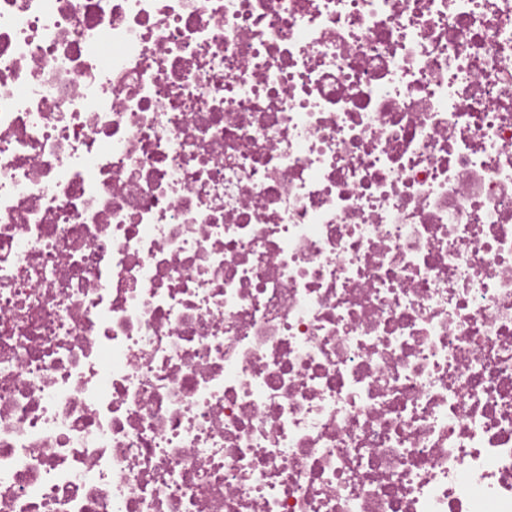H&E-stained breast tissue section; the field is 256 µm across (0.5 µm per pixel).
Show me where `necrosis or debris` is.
<instances>
[{
    "instance_id": "obj_1",
    "label": "necrosis or debris",
    "mask_w": 512,
    "mask_h": 512,
    "mask_svg": "<svg viewBox=\"0 0 512 512\" xmlns=\"http://www.w3.org/2000/svg\"><path fill=\"white\" fill-rule=\"evenodd\" d=\"M0 512H512V0H0Z\"/></svg>"
}]
</instances>
